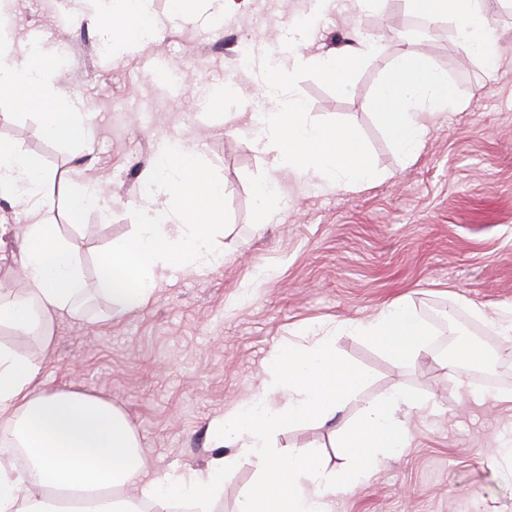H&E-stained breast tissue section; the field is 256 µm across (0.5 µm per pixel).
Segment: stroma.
I'll list each match as a JSON object with an SVG mask.
<instances>
[{
	"label": "stroma",
	"mask_w": 512,
	"mask_h": 512,
	"mask_svg": "<svg viewBox=\"0 0 512 512\" xmlns=\"http://www.w3.org/2000/svg\"><path fill=\"white\" fill-rule=\"evenodd\" d=\"M487 6L496 71L454 39H417L470 105L434 123L410 163L371 105L386 65L410 47L391 33V0L371 26L350 7L325 14L314 32L316 53L355 47L360 28L378 38L379 54L359 66L346 95L317 68L288 69L296 49L288 30L312 0H248L204 28L169 18L167 0H153L161 23L152 36L111 54L93 29L74 23L72 0H9L15 39L46 43L61 61L59 87L91 115V144L81 148L47 139L36 110L0 105L12 115L0 121V139L62 176L45 216L72 244L85 276L78 316L59 318L42 355L43 388L112 402L151 471L199 468L216 452L211 420L258 391L272 351L298 341L307 325L364 321L404 299L431 328L427 354L399 363L362 337L338 334L337 353L369 376L343 415L359 417L397 384L428 407L406 416L402 452L340 495L333 512H512V465L488 458L489 448L512 439V406L496 400L512 392V335L492 325L512 306V0ZM235 40L251 65L228 50ZM160 61L181 70L182 80L160 81ZM272 67L320 121L355 129L382 180L336 192L272 170L248 144ZM164 139L194 147L224 183L230 223L217 238L224 260L175 271L146 305L120 313L96 289V256L134 233L131 210ZM101 176L111 181L105 207L72 219L73 188ZM262 182L275 187L267 224L255 218ZM460 340L485 360L458 375L442 362ZM334 430L286 428L275 446L333 460Z\"/></svg>",
	"instance_id": "stroma-1"
}]
</instances>
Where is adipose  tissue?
<instances>
[{"instance_id":"obj_1","label":"adipose tissue","mask_w":512,"mask_h":512,"mask_svg":"<svg viewBox=\"0 0 512 512\" xmlns=\"http://www.w3.org/2000/svg\"><path fill=\"white\" fill-rule=\"evenodd\" d=\"M152 0H75V12L87 26L101 29L104 49L115 43L136 45L159 25ZM430 21H454L468 56L494 65L497 46L486 16L485 0H409ZM377 42L361 41L355 51L319 55L296 52L292 68L317 67L338 90H347L363 59ZM53 53L40 46L15 52L11 31L0 26V102L24 103L41 111L44 136L63 145L84 141L89 115L73 98L60 95L52 82ZM279 77H271L267 107L257 113L255 143L269 155L273 170L344 191H356L379 178L352 128L322 124L297 98L284 97ZM447 74L426 55L408 51L385 71L374 98L377 117L397 151L409 161L420 154L429 120L467 109ZM55 173L20 145L0 140V200L22 206L26 221L0 225V239H21L23 274L20 298L0 294V327L37 335L49 343V325L76 310L84 280L73 248L43 213ZM349 331L373 343L398 362L428 350L431 331L403 301L379 310ZM336 328L312 331L310 341L272 352L260 392L225 410L211 423L214 456L201 470L151 475L139 452L129 421L110 402L73 391L42 388L35 357L0 344V425L11 431L27 457L24 471L0 460V512H63L45 492L77 489L94 493L89 512H127L115 491L138 490L154 512H168L173 502L189 501L196 512H210L226 479L241 461L252 464L254 485L241 493L238 512H332L336 495L355 489L383 458L405 447L404 414L427 405L406 387H393L364 408L358 421L341 419L350 398L366 383V374L336 353ZM337 421L344 452L330 466L316 452L277 450L283 428Z\"/></svg>"}]
</instances>
